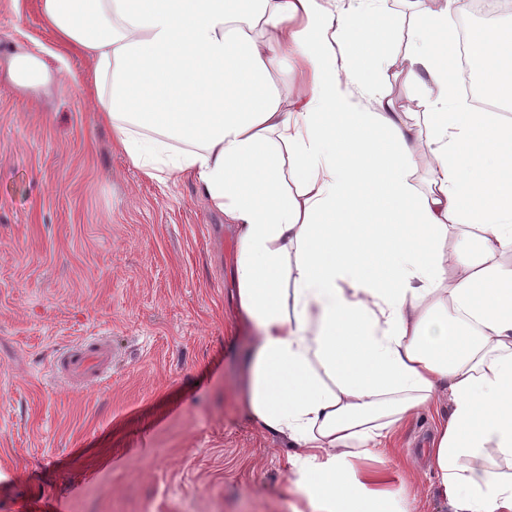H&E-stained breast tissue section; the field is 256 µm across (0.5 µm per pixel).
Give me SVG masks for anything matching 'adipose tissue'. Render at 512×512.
<instances>
[{
	"label": "adipose tissue",
	"mask_w": 512,
	"mask_h": 512,
	"mask_svg": "<svg viewBox=\"0 0 512 512\" xmlns=\"http://www.w3.org/2000/svg\"><path fill=\"white\" fill-rule=\"evenodd\" d=\"M458 0H422L402 55L382 0H40L91 64L117 149L192 175L235 234L245 407L290 447L309 512H413L356 471L447 399L423 452L449 512H512V120L461 102ZM512 100V20L470 43ZM297 67L296 94L276 74ZM422 86L404 112L387 72ZM0 78L49 96L35 53Z\"/></svg>",
	"instance_id": "obj_1"
}]
</instances>
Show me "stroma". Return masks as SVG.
I'll return each instance as SVG.
<instances>
[{
	"mask_svg": "<svg viewBox=\"0 0 512 512\" xmlns=\"http://www.w3.org/2000/svg\"><path fill=\"white\" fill-rule=\"evenodd\" d=\"M41 55L49 97L0 82V512H293L288 448L241 400L235 240L190 176L132 166L98 122L89 63L38 0H0V58ZM112 343V371L54 376ZM416 412L377 459L414 512H448ZM112 365V352L103 338L78 345L61 355L54 368L65 376H79L89 382L106 378Z\"/></svg>",
	"mask_w": 512,
	"mask_h": 512,
	"instance_id": "stroma-1",
	"label": "stroma"
}]
</instances>
